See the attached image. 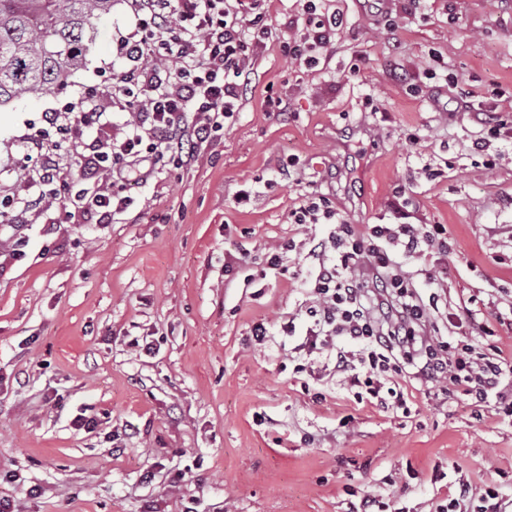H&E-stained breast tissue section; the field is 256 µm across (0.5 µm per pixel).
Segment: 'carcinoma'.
Segmentation results:
<instances>
[{"mask_svg": "<svg viewBox=\"0 0 512 512\" xmlns=\"http://www.w3.org/2000/svg\"><path fill=\"white\" fill-rule=\"evenodd\" d=\"M116 0H0V106L67 85Z\"/></svg>", "mask_w": 512, "mask_h": 512, "instance_id": "carcinoma-1", "label": "carcinoma"}]
</instances>
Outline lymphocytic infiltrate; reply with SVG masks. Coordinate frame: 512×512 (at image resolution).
I'll use <instances>...</instances> for the list:
<instances>
[{
  "instance_id": "obj_1",
  "label": "lymphocytic infiltrate",
  "mask_w": 512,
  "mask_h": 512,
  "mask_svg": "<svg viewBox=\"0 0 512 512\" xmlns=\"http://www.w3.org/2000/svg\"><path fill=\"white\" fill-rule=\"evenodd\" d=\"M133 23L117 52L126 62L104 94L127 114L119 132L89 136L102 115L87 98L45 113L43 120L80 150L85 188L72 190L71 169L61 148L42 132L24 135L25 179L37 196L0 200V223L27 224L31 212H64L69 220L112 223L131 204L129 180L149 181L173 167L197 161L244 100L260 51L275 38L266 0H123ZM343 25L328 0H305L303 26L280 41L291 62L312 68ZM289 218L295 224H327L331 231L309 251L313 324L295 351L312 355L335 349L337 373L364 388L378 404H402L384 389L387 378L410 372L422 383H446L478 403L497 396L512 413V397L497 395L512 373V356L488 354L469 343L451 348L438 326L437 296L422 297L402 258L429 250L447 253L445 225L351 224L336 200L315 192L302 197ZM360 342L338 349L336 338Z\"/></svg>"
}]
</instances>
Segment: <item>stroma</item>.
Here are the masks:
<instances>
[{"instance_id": "1", "label": "stroma", "mask_w": 512, "mask_h": 512, "mask_svg": "<svg viewBox=\"0 0 512 512\" xmlns=\"http://www.w3.org/2000/svg\"><path fill=\"white\" fill-rule=\"evenodd\" d=\"M333 6L346 23L326 62L298 66L268 41L223 137L188 168L129 183L114 223L0 224V474L19 476L0 498L16 512H352L366 495L441 512L462 482L512 502L498 402L398 378L405 409L382 408L331 350L298 371L308 251L331 227L288 220L316 189L355 224L446 225L448 274L417 289L438 294L450 343L512 350V138L473 151L469 114L512 116V0ZM130 25L114 6L66 88L0 106V195L27 192L21 135L124 69ZM285 243L287 272L249 281ZM485 320L492 335L470 336ZM82 413L96 431L74 429Z\"/></svg>"}]
</instances>
